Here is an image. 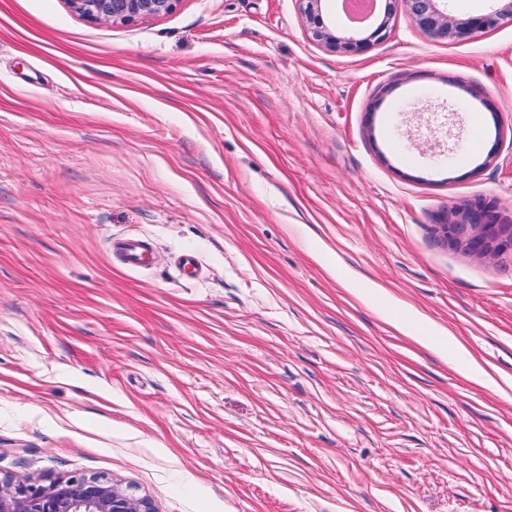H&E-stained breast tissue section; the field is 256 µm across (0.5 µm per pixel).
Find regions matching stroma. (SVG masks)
I'll return each mask as SVG.
<instances>
[{
  "mask_svg": "<svg viewBox=\"0 0 512 512\" xmlns=\"http://www.w3.org/2000/svg\"><path fill=\"white\" fill-rule=\"evenodd\" d=\"M477 198L512 220V25L402 14L346 55L297 0L126 25L0 0V469L108 474L156 512H512V254L440 229ZM110 251L121 265L133 271H143L153 264V246L146 238L136 236L114 238L110 242Z\"/></svg>",
  "mask_w": 512,
  "mask_h": 512,
  "instance_id": "35a3bbf8",
  "label": "stroma"
}]
</instances>
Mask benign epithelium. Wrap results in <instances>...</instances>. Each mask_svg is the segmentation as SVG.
Returning <instances> with one entry per match:
<instances>
[{"label":"benign epithelium","mask_w":512,"mask_h":512,"mask_svg":"<svg viewBox=\"0 0 512 512\" xmlns=\"http://www.w3.org/2000/svg\"><path fill=\"white\" fill-rule=\"evenodd\" d=\"M72 12L95 23L127 24L166 15L178 0H66ZM309 37L328 50L360 54L384 40L401 12L427 34L462 40L476 33L512 24V0L499 9L457 19L441 8V0H385V9L367 30L336 33L325 22L322 0H298ZM456 219L441 225L449 243L471 254L494 258L512 252V225L501 221L494 201L474 200L455 211ZM0 512H156L152 501L133 487L104 474H82L49 479L47 483L21 482L0 473Z\"/></svg>","instance_id":"benign-epithelium-1"}]
</instances>
